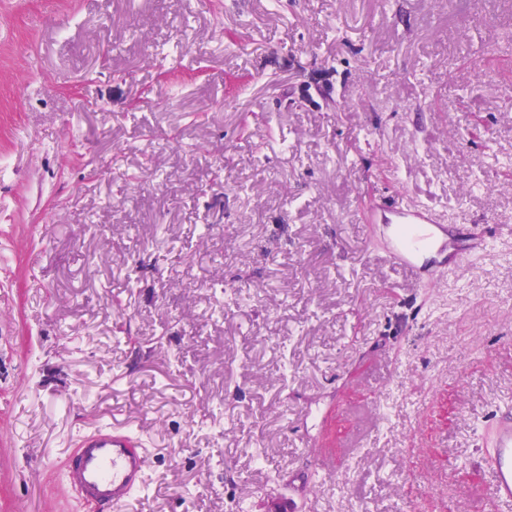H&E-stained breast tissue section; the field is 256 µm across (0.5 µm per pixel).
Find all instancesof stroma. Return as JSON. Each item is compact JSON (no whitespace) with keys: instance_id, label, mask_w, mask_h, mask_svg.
Returning a JSON list of instances; mask_svg holds the SVG:
<instances>
[{"instance_id":"stroma-1","label":"stroma","mask_w":512,"mask_h":512,"mask_svg":"<svg viewBox=\"0 0 512 512\" xmlns=\"http://www.w3.org/2000/svg\"><path fill=\"white\" fill-rule=\"evenodd\" d=\"M398 193L493 248L411 278ZM508 401L512 0H0V512L102 426L119 512H512ZM490 444L485 462L490 474L494 500L501 506L512 505V405L503 404L487 427Z\"/></svg>"}]
</instances>
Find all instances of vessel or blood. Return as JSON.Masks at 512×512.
<instances>
[{
    "label": "vessel or blood",
    "mask_w": 512,
    "mask_h": 512,
    "mask_svg": "<svg viewBox=\"0 0 512 512\" xmlns=\"http://www.w3.org/2000/svg\"><path fill=\"white\" fill-rule=\"evenodd\" d=\"M381 223L392 225L393 243L386 257L412 275H420L438 255L448 257L449 266L484 252L490 237L472 226L463 245L448 239L446 225L437 223L432 210L406 204L402 197L379 211ZM490 444L485 462L490 474L494 500L512 505V405L503 404L488 426ZM67 479L85 498L108 505L116 512L140 491L149 468V456L139 435L101 427L83 437L78 454L66 463Z\"/></svg>",
    "instance_id": "b4317fda"
}]
</instances>
